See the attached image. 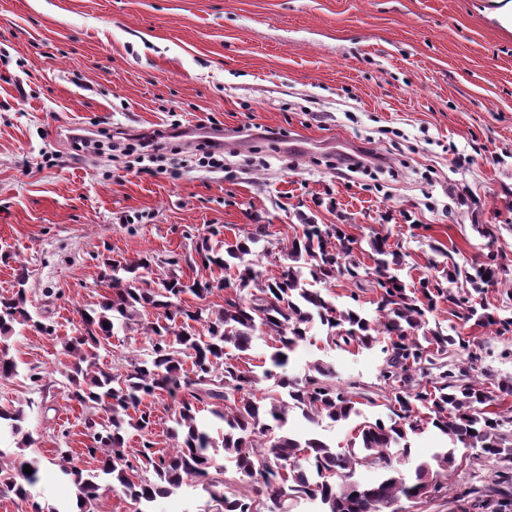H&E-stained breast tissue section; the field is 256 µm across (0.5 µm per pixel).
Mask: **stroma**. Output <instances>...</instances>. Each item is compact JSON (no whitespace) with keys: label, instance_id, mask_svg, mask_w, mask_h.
Returning <instances> with one entry per match:
<instances>
[{"label":"stroma","instance_id":"obj_1","mask_svg":"<svg viewBox=\"0 0 512 512\" xmlns=\"http://www.w3.org/2000/svg\"><path fill=\"white\" fill-rule=\"evenodd\" d=\"M499 0H0V295L27 272L28 308L52 334L0 342L20 375L0 379V410H23L24 454L0 440V465L40 458L41 503L73 500L50 460L83 455L85 408L67 401L64 343L79 312L108 291L104 259L172 260L184 278L221 280L197 263L199 236L236 242L252 225L286 241L304 220L341 224L369 262L388 235L406 284L433 276L432 245L459 265L483 261L496 229L504 270L483 303L512 313V31ZM176 134L181 154L137 173L121 151L74 153L77 130ZM221 135L224 167L196 149ZM56 157L57 166L44 162ZM365 163L350 171L349 156ZM480 380L512 379V337L466 324ZM337 379L378 386L380 346L300 347L288 372L315 359ZM56 385L33 390L26 368ZM50 413H43V406ZM500 464L462 461L448 493L408 512H483L452 488L488 486Z\"/></svg>","mask_w":512,"mask_h":512}]
</instances>
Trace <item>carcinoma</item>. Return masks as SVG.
Segmentation results:
<instances>
[{"mask_svg":"<svg viewBox=\"0 0 512 512\" xmlns=\"http://www.w3.org/2000/svg\"><path fill=\"white\" fill-rule=\"evenodd\" d=\"M217 234L212 231L195 251L202 266L232 274L233 280H224L223 307L182 304L184 294L206 300L215 288L207 279L185 282L170 272L158 289L134 286L137 271L152 266L151 259L139 257L106 263L102 279L110 292L98 307L79 311L76 334L65 343L74 362L65 374L64 394L81 406L109 412L105 420L92 414L83 421L91 440L84 451L99 462V472L85 476L72 466L70 448L57 449L59 458L51 461L72 477L79 512H90L105 487L129 499L133 512H146L143 506L189 482L208 494L214 512H288L279 493L283 485L290 496L314 494L322 505L320 512H383L384 504L419 498L429 487L438 493L448 490V472L463 450L478 451L476 460L512 462V406L501 408V394L512 392V380L499 381L494 391L469 379L468 371L447 357L468 350L470 341L457 326L445 332L429 327L426 319L437 300L444 299L456 307V317L463 323L472 320L498 336L511 334L512 315L500 316L476 301L486 285L497 281L499 254L491 251L481 264L469 268L434 260L432 267L440 278H427L411 290L399 274L404 254L386 237L370 239V269L356 259V240L339 224L306 222L277 250L271 247L265 224L254 225L245 238L222 251L211 244ZM279 252L289 263L281 265L278 275L264 276L263 259ZM338 275L355 282L374 277L379 290L375 315L338 307L316 287ZM444 280L457 288L443 287ZM26 282V270L21 268L17 291L0 299V337L28 327L51 332L27 309ZM149 310L153 319L142 318ZM197 323L203 329H197ZM318 325L324 332L322 341L343 350L386 343L379 369L383 403L354 382L336 384L332 366L321 360L301 378L288 376L291 356L301 345L312 343ZM139 330L149 337L148 353L126 359L113 373L99 368L96 349L101 342L120 331ZM257 338L272 342L262 373L229 362L226 348L245 354ZM27 376L40 392L52 387L47 371L31 367ZM160 392L178 397L174 444L166 452L156 448L152 412L145 405ZM378 404L388 410L387 419L357 424L344 446L284 432L289 413L296 409L313 423L337 422L361 417L362 407ZM205 411L222 423L217 438L203 417ZM23 421L21 410H0V432L20 435L25 444ZM128 426L142 432L139 447L132 451L125 448ZM429 427L444 435L449 445L432 461L419 463L413 473H404L394 465L391 450L409 456V436ZM219 448L234 461L240 479L224 477L216 458ZM26 464L32 473H24ZM371 466L383 470L382 478L374 484L358 481L357 471ZM149 472L153 477H147ZM38 481L36 461L21 462L13 473L0 470V496L12 494L28 501L31 512H61L35 500L30 488ZM509 484L512 471L503 470L495 486L458 492L455 501L477 494L484 509L504 512L512 505V492L500 486Z\"/></svg>","mask_w":512,"mask_h":512,"instance_id":"carcinoma-1","label":"carcinoma"}]
</instances>
